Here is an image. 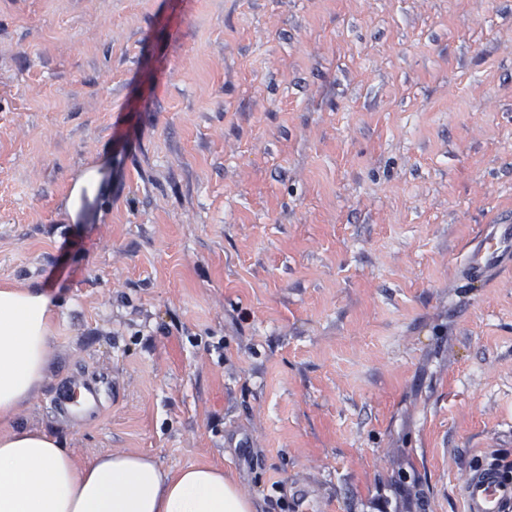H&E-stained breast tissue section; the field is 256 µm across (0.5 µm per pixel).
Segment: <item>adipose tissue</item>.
Here are the masks:
<instances>
[{
    "mask_svg": "<svg viewBox=\"0 0 512 512\" xmlns=\"http://www.w3.org/2000/svg\"><path fill=\"white\" fill-rule=\"evenodd\" d=\"M54 305L45 292L0 289V421L12 419L48 354ZM0 512H253L217 464L164 469L139 454L77 465L46 434L0 436Z\"/></svg>",
    "mask_w": 512,
    "mask_h": 512,
    "instance_id": "ef3b65f1",
    "label": "adipose tissue"
}]
</instances>
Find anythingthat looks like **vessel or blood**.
Masks as SVG:
<instances>
[{
	"mask_svg": "<svg viewBox=\"0 0 512 512\" xmlns=\"http://www.w3.org/2000/svg\"><path fill=\"white\" fill-rule=\"evenodd\" d=\"M509 266H512L510 220L492 225L490 231L471 247L465 273L471 280L480 281ZM57 400L64 403L67 411L75 413L101 407L103 403L95 387L73 388L66 384L58 387ZM460 495L465 512H512V472L506 470L497 457H486L473 465Z\"/></svg>",
	"mask_w": 512,
	"mask_h": 512,
	"instance_id": "vessel-or-blood-1",
	"label": "vessel or blood"
}]
</instances>
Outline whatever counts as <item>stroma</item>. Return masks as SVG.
<instances>
[{
  "label": "stroma",
  "mask_w": 512,
  "mask_h": 512,
  "mask_svg": "<svg viewBox=\"0 0 512 512\" xmlns=\"http://www.w3.org/2000/svg\"><path fill=\"white\" fill-rule=\"evenodd\" d=\"M510 215L512 0H0V287L56 307L0 434L463 512L512 457V268L459 269ZM62 402L67 411L79 413L86 408H100L103 398L95 387L71 388L67 384H62L57 388V404Z\"/></svg>",
  "instance_id": "1"
}]
</instances>
